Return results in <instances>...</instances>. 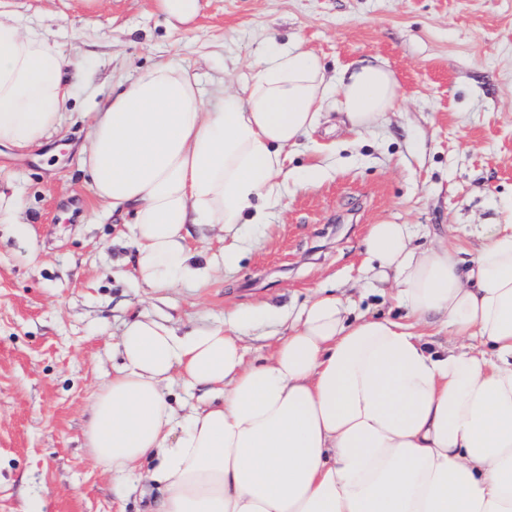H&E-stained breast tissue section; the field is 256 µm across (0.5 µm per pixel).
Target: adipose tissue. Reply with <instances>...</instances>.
Returning a JSON list of instances; mask_svg holds the SVG:
<instances>
[{
    "label": "adipose tissue",
    "instance_id": "obj_1",
    "mask_svg": "<svg viewBox=\"0 0 512 512\" xmlns=\"http://www.w3.org/2000/svg\"><path fill=\"white\" fill-rule=\"evenodd\" d=\"M47 32L0 19V145L55 130L74 80ZM206 111L198 78L154 63L98 105L81 150L94 193L131 216L138 279L205 284L236 266L246 228L266 221L288 150L328 102L356 133L399 103L386 66L360 61L327 80L318 56L268 40L242 93ZM216 230L221 262L200 260L188 227ZM371 288H392L409 322L356 312L319 288L269 355L244 336L268 308L177 336L141 317L89 406L91 459L163 485L154 512H512V224H493L473 258L414 243L408 224L369 225ZM447 328L434 348L423 327ZM205 396L188 413L172 380Z\"/></svg>",
    "mask_w": 512,
    "mask_h": 512
}]
</instances>
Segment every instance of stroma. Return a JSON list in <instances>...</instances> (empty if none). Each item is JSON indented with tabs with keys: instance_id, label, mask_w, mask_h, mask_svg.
<instances>
[{
	"instance_id": "stroma-1",
	"label": "stroma",
	"mask_w": 512,
	"mask_h": 512,
	"mask_svg": "<svg viewBox=\"0 0 512 512\" xmlns=\"http://www.w3.org/2000/svg\"><path fill=\"white\" fill-rule=\"evenodd\" d=\"M196 22L170 30L155 0H0V17L49 31L84 72L46 145L0 146V512H148L139 494L84 447L88 408L119 362L127 321L178 335L267 304L248 357L265 355L320 287L357 310L404 316L395 291L364 288L369 225H413L474 254L484 225L512 216V0H201ZM318 55L327 79L380 61L400 106L350 132L336 105L292 150L291 174L266 223L251 226L234 270L204 285L154 289L135 277L132 233L104 209L81 144L113 88L153 63L196 73L214 92L241 91L269 38ZM321 167L315 179L309 166Z\"/></svg>"
}]
</instances>
